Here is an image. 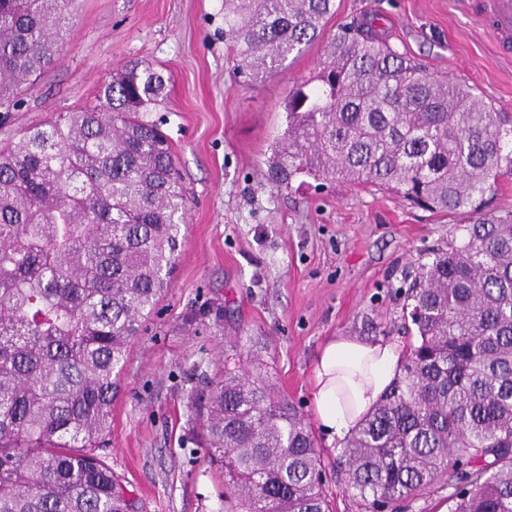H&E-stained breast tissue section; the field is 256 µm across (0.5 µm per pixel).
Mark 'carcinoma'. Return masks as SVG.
Here are the masks:
<instances>
[{
  "instance_id": "1",
  "label": "carcinoma",
  "mask_w": 512,
  "mask_h": 512,
  "mask_svg": "<svg viewBox=\"0 0 512 512\" xmlns=\"http://www.w3.org/2000/svg\"><path fill=\"white\" fill-rule=\"evenodd\" d=\"M75 0H0V115L54 65ZM336 0H224V39L254 80L320 35ZM162 71L138 61L95 103L0 143V512H139L97 451L141 320L168 287L188 197L164 120ZM272 187L374 186L440 213L459 241L408 293L399 373L346 441L336 476L359 512L450 489L448 512H512V117L391 47L339 27L285 101ZM224 367L193 398L222 512H333L305 418L253 371Z\"/></svg>"
}]
</instances>
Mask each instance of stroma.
Instances as JSON below:
<instances>
[{
	"label": "stroma",
	"instance_id": "stroma-1",
	"mask_svg": "<svg viewBox=\"0 0 512 512\" xmlns=\"http://www.w3.org/2000/svg\"><path fill=\"white\" fill-rule=\"evenodd\" d=\"M366 21L431 73L512 114V58L456 0H336L322 38L258 81L238 72L224 42V0H78L56 64L0 126L8 141L93 103L130 60L167 79L165 131L189 209L170 284L118 376L102 451L143 512H219L224 482L191 438L190 397L225 363L257 355L277 394L314 421L323 344L357 336L404 346L409 288L469 219L370 186L269 183L289 89L318 69L339 26Z\"/></svg>",
	"mask_w": 512,
	"mask_h": 512
}]
</instances>
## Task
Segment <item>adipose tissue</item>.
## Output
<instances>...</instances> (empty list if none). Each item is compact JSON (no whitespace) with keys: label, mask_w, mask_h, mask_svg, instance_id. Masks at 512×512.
<instances>
[{"label":"adipose tissue","mask_w":512,"mask_h":512,"mask_svg":"<svg viewBox=\"0 0 512 512\" xmlns=\"http://www.w3.org/2000/svg\"><path fill=\"white\" fill-rule=\"evenodd\" d=\"M397 345L336 336L321 348L312 397L317 425L327 441L344 440L390 387L399 371Z\"/></svg>","instance_id":"obj_1"}]
</instances>
